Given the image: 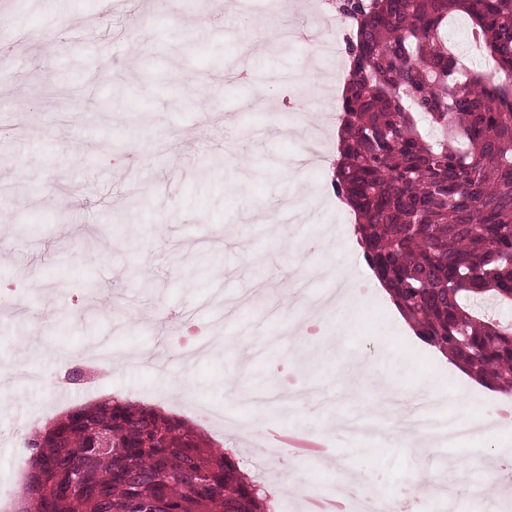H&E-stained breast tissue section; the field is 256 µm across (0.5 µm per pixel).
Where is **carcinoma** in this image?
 <instances>
[{"label": "carcinoma", "instance_id": "cac0c4a2", "mask_svg": "<svg viewBox=\"0 0 512 512\" xmlns=\"http://www.w3.org/2000/svg\"><path fill=\"white\" fill-rule=\"evenodd\" d=\"M351 22L331 188L416 335L512 395V0H338ZM497 70L477 75L448 37ZM40 512H261L256 482L180 418L123 399L26 444Z\"/></svg>", "mask_w": 512, "mask_h": 512}]
</instances>
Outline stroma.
<instances>
[{"instance_id":"obj_1","label":"stroma","mask_w":512,"mask_h":512,"mask_svg":"<svg viewBox=\"0 0 512 512\" xmlns=\"http://www.w3.org/2000/svg\"><path fill=\"white\" fill-rule=\"evenodd\" d=\"M311 0H162L151 24L145 0H11L0 6V481L12 468L21 413L59 414L121 397L195 423L193 407L230 411L245 423L207 426L212 447L238 451L241 469L265 479L267 458L248 427H301L326 438L337 420L366 417L367 430L335 439L332 460L296 464L300 481L335 489L347 469L381 475L392 495L419 466L387 438L378 412L386 388L431 383L433 411L473 418L494 392L457 370L401 322L378 288L353 233L354 214L334 196L329 172L296 167L310 138L336 152L344 76L336 58L289 38ZM293 168L294 178L283 175ZM82 198L75 207L71 198ZM67 210L71 220L54 221ZM331 235L333 248L303 253ZM364 295L356 334L337 337L343 314L329 309L319 339L336 349L308 369L286 364L306 304L280 307L277 281L303 284L308 297L334 291L337 264ZM151 280L152 289L142 286ZM22 283L27 295H8ZM215 326L221 348L159 371L145 359L168 313ZM393 333L379 340L380 327ZM113 353L94 383L66 382L85 349ZM37 360L42 376L14 368ZM375 377H356L365 361ZM285 384L308 392L306 407L271 401L260 409L238 392ZM378 455H371V448ZM497 450L490 439L454 443L444 458L481 480Z\"/></svg>"}]
</instances>
